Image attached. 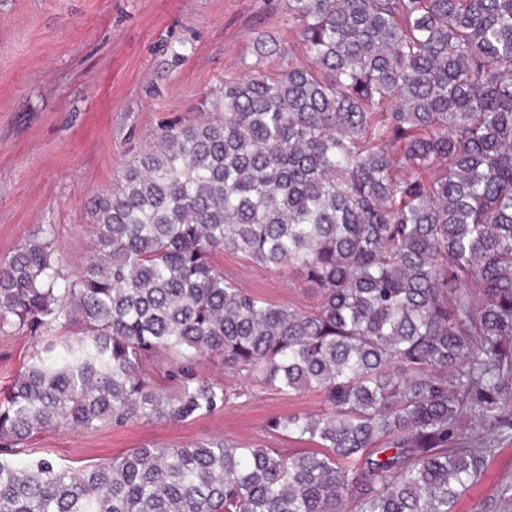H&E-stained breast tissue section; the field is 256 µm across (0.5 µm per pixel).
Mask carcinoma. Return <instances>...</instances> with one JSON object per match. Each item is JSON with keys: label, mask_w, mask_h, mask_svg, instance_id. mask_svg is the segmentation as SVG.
I'll use <instances>...</instances> for the list:
<instances>
[{"label": "carcinoma", "mask_w": 512, "mask_h": 512, "mask_svg": "<svg viewBox=\"0 0 512 512\" xmlns=\"http://www.w3.org/2000/svg\"><path fill=\"white\" fill-rule=\"evenodd\" d=\"M305 60L220 82L94 201L63 273L53 227L0 263V334L43 338L0 397V512H452L512 440V0H288ZM297 269L312 309L224 278ZM324 397L268 433L18 465L52 429ZM164 372L172 391L155 386ZM480 512H512V477Z\"/></svg>", "instance_id": "obj_1"}]
</instances>
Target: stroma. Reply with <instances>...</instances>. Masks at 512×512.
Masks as SVG:
<instances>
[{
    "label": "stroma",
    "instance_id": "35a3bbf8",
    "mask_svg": "<svg viewBox=\"0 0 512 512\" xmlns=\"http://www.w3.org/2000/svg\"><path fill=\"white\" fill-rule=\"evenodd\" d=\"M261 36L302 52L286 0H0V261L50 224L63 271L78 275L93 248L94 199L153 147L159 127L194 122L224 77L282 66L276 54L257 59L253 43ZM183 42L193 48L185 60L172 53ZM214 262L226 279L270 302H317L300 272L279 274L223 253ZM35 344L26 334L0 335V391ZM322 407L315 392L255 388L219 413L188 421L45 432L18 456L79 467L146 446L264 443L271 417ZM507 474L512 440L500 444L454 512H475Z\"/></svg>",
    "mask_w": 512,
    "mask_h": 512
}]
</instances>
